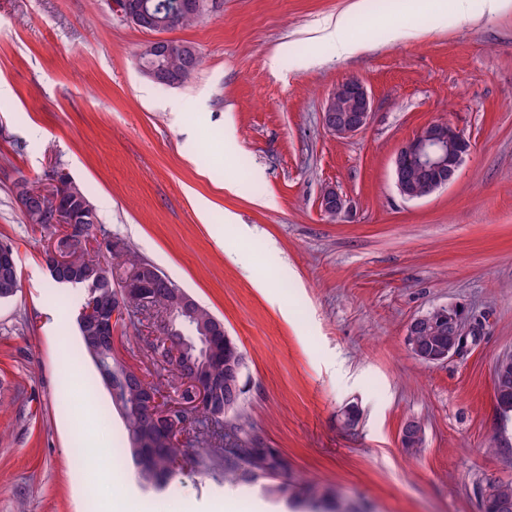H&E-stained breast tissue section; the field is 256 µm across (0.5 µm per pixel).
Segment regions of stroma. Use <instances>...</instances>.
<instances>
[{"label":"stroma","mask_w":512,"mask_h":512,"mask_svg":"<svg viewBox=\"0 0 512 512\" xmlns=\"http://www.w3.org/2000/svg\"><path fill=\"white\" fill-rule=\"evenodd\" d=\"M441 5L445 26L414 0H217L167 31L202 57L167 87L138 69L151 33L108 0H0V241L20 272L0 301V512H298L188 466L147 490L117 461L122 422L78 356L83 291L44 262L64 227L26 223L12 193L56 171L87 192L92 244L122 240L223 319L246 359L250 425L288 459L278 484L313 478L361 512H481L486 480L512 482L493 390L512 352V6ZM340 14L363 43L350 57L317 37ZM348 78L373 118L339 138L321 112ZM433 121L472 150L447 188L403 199L395 154ZM330 188L347 201L336 218L320 208ZM439 306L477 333L426 365L406 325ZM155 332L126 324L117 346L167 397ZM411 420L425 443L409 454Z\"/></svg>","instance_id":"stroma-1"}]
</instances>
